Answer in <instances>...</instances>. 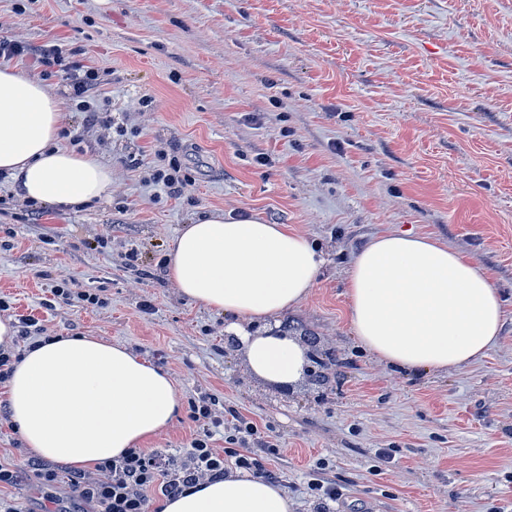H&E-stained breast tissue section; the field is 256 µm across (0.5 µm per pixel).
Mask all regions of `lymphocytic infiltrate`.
Listing matches in <instances>:
<instances>
[{
    "instance_id": "f902f5d3",
    "label": "lymphocytic infiltrate",
    "mask_w": 512,
    "mask_h": 512,
    "mask_svg": "<svg viewBox=\"0 0 512 512\" xmlns=\"http://www.w3.org/2000/svg\"><path fill=\"white\" fill-rule=\"evenodd\" d=\"M23 57L31 58L43 73L61 74L72 103L85 113L89 123L110 125V113L101 111L95 104L98 82L93 67L55 42L34 48L0 37L1 60ZM227 428L228 447H213L212 433L205 428L191 441L186 459L176 464L131 448L90 471L75 469L60 473L41 461L32 462L31 469L41 484L64 485L72 501L81 507H93L95 512H148L150 493L176 497L185 489L223 479L231 465L255 477L275 481V474L266 468L263 460L277 452V444L259 436L257 427L236 413L228 420Z\"/></svg>"
}]
</instances>
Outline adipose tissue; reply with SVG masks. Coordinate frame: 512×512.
<instances>
[{"label": "adipose tissue", "instance_id": "ef3b65f1", "mask_svg": "<svg viewBox=\"0 0 512 512\" xmlns=\"http://www.w3.org/2000/svg\"><path fill=\"white\" fill-rule=\"evenodd\" d=\"M61 111L38 81L0 69V171L35 202L69 207L104 198L110 166L57 147ZM323 259L285 224L210 213L184 225L168 255L182 294L236 316L249 371L299 381L305 349L293 338L250 332L299 304ZM357 340L386 365L426 371L466 368L497 342L500 294L475 259L436 240L386 234L358 252L346 286ZM5 383L10 420L27 451L77 469L120 456L166 428L178 406L174 380L122 344L92 336L41 339L14 361ZM159 512H292L263 479L226 476L162 500Z\"/></svg>", "mask_w": 512, "mask_h": 512}]
</instances>
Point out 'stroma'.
<instances>
[{
  "instance_id": "35a3bbf8",
  "label": "stroma",
  "mask_w": 512,
  "mask_h": 512,
  "mask_svg": "<svg viewBox=\"0 0 512 512\" xmlns=\"http://www.w3.org/2000/svg\"><path fill=\"white\" fill-rule=\"evenodd\" d=\"M1 35L58 41L98 70L106 127L63 79L45 86L61 146L107 163L112 187L63 211L0 174V297L41 335L120 343L174 379L181 412L145 451L184 459L188 403L206 396L277 442L265 465L293 512H512V0H0ZM174 160L192 181L177 196L151 180ZM215 211L318 247L308 297L255 328L318 333L328 384L256 378L233 316L167 277L178 230ZM391 232L434 237L499 288L501 336L481 361L395 371L359 348L351 262ZM63 283L101 306L64 304ZM315 478L340 497L319 498ZM56 494L31 475L0 488L24 512H69Z\"/></svg>"
}]
</instances>
